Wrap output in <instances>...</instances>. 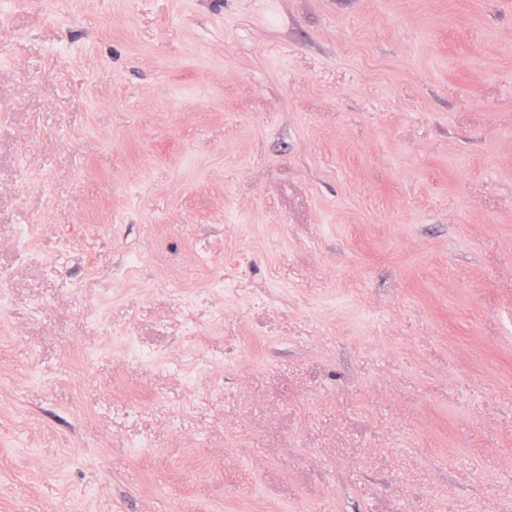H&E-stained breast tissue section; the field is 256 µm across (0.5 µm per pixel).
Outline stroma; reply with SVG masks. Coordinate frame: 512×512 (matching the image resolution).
<instances>
[{"label":"stroma","mask_w":512,"mask_h":512,"mask_svg":"<svg viewBox=\"0 0 512 512\" xmlns=\"http://www.w3.org/2000/svg\"><path fill=\"white\" fill-rule=\"evenodd\" d=\"M0 512H512V0H0Z\"/></svg>","instance_id":"35a3bbf8"}]
</instances>
